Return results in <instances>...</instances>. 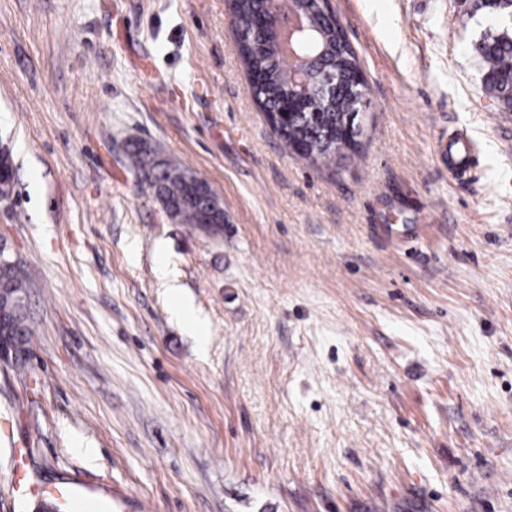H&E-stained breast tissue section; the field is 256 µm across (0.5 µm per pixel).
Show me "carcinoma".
I'll return each mask as SVG.
<instances>
[{
	"label": "carcinoma",
	"instance_id": "carcinoma-1",
	"mask_svg": "<svg viewBox=\"0 0 512 512\" xmlns=\"http://www.w3.org/2000/svg\"><path fill=\"white\" fill-rule=\"evenodd\" d=\"M312 6L315 13L317 30L310 46L304 50V56L312 57L318 53L329 56L331 71L336 79L348 75L359 68L355 52L344 31L329 22L321 20L319 2ZM259 4L256 0H234L232 4L234 23L239 33L238 52L246 69L258 71L263 82L254 92V96L264 111L275 110L288 96V73L278 65L280 46L274 31L267 29L265 49L259 56L253 55L247 45L251 34L252 21ZM512 8L503 6L493 8V15L500 34L486 36L478 44V51L485 63V83L495 96L507 108L512 107V28H507L503 20L507 19ZM367 84L362 83L352 90L340 92L335 96L323 98L324 112L312 119L303 113H297L288 123V134L284 142L303 141L308 144V152L302 158L313 165H329L336 162V119L350 113L355 98L366 95ZM127 157L131 166L142 175L154 178L156 189L177 209V217L186 224L199 223L200 214L208 207L212 189L208 183L198 180L188 181L185 169L172 162L158 160L148 149L137 144L130 145ZM27 279L9 275L0 276V311L5 305L11 306V318L15 324L14 342L23 350H28L29 336L32 335L26 316L22 311V301L26 296Z\"/></svg>",
	"mask_w": 512,
	"mask_h": 512
}]
</instances>
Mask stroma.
<instances>
[{
	"label": "stroma",
	"instance_id": "1",
	"mask_svg": "<svg viewBox=\"0 0 512 512\" xmlns=\"http://www.w3.org/2000/svg\"><path fill=\"white\" fill-rule=\"evenodd\" d=\"M331 3L368 90L327 169L267 122L228 0H0V240L32 330L0 367V512H512L491 11ZM130 141L208 182L223 232L167 217Z\"/></svg>",
	"mask_w": 512,
	"mask_h": 512
}]
</instances>
